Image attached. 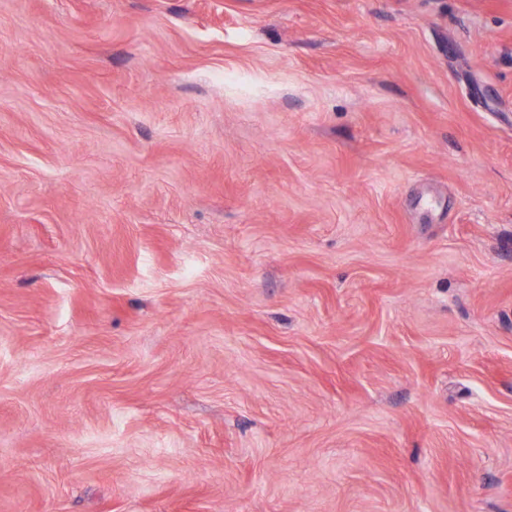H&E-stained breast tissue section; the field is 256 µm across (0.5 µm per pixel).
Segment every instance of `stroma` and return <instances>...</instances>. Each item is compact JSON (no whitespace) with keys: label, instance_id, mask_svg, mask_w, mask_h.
<instances>
[{"label":"stroma","instance_id":"1","mask_svg":"<svg viewBox=\"0 0 512 512\" xmlns=\"http://www.w3.org/2000/svg\"><path fill=\"white\" fill-rule=\"evenodd\" d=\"M0 512H512V0H0Z\"/></svg>","mask_w":512,"mask_h":512}]
</instances>
